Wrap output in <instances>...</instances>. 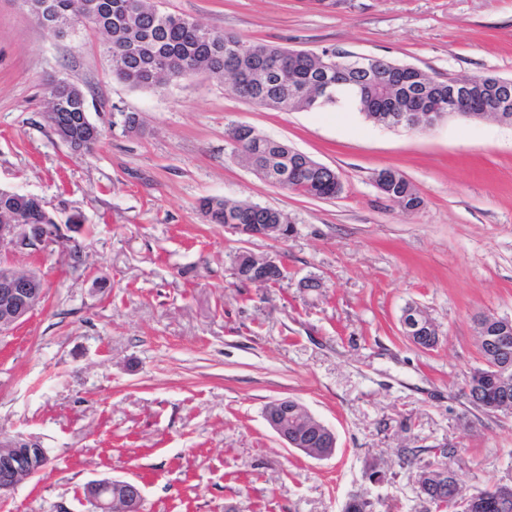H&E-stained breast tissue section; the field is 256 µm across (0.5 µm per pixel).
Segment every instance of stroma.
I'll return each mask as SVG.
<instances>
[{
  "instance_id": "obj_1",
  "label": "stroma",
  "mask_w": 512,
  "mask_h": 512,
  "mask_svg": "<svg viewBox=\"0 0 512 512\" xmlns=\"http://www.w3.org/2000/svg\"><path fill=\"white\" fill-rule=\"evenodd\" d=\"M219 32L386 58L440 79L512 78V0H161ZM97 30L58 39L0 0V188L42 199L78 256L56 244L0 256L46 297L0 335V440L37 439L49 462L0 512H91L86 483L132 479L146 512H425L417 475L436 448L471 489L512 484V415L464 395L481 362L474 318H512V126L444 120L386 128L357 112L268 109L207 74L165 87L112 77ZM54 77L79 85L104 130L92 155L54 136ZM138 113L128 132L123 115ZM246 124L335 170L318 199L265 182L224 131ZM400 171L423 204L374 184ZM205 196L288 214L285 240L208 223ZM282 260L288 278L240 283L231 258ZM321 278L306 292L298 281ZM439 330L430 351L401 333L407 305ZM291 397L333 428L335 455L282 447L264 406ZM417 449L413 463L402 460Z\"/></svg>"
}]
</instances>
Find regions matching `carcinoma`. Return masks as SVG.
Listing matches in <instances>:
<instances>
[{"label":"carcinoma","instance_id":"carcinoma-1","mask_svg":"<svg viewBox=\"0 0 512 512\" xmlns=\"http://www.w3.org/2000/svg\"><path fill=\"white\" fill-rule=\"evenodd\" d=\"M46 4L54 17L80 22L83 12L81 0H36ZM94 20L90 25L106 36L104 48L112 58L113 79L133 88H153L168 82L182 80L190 72L235 79V73L254 67L260 68L264 79L258 86L265 107L312 111L326 109L313 99L293 98L290 91L310 88L321 78L319 61L303 50L288 49L271 43L252 41L233 33H219L203 29L199 22L181 14L152 9L147 0H92ZM407 74L392 71L379 77L363 68H354L344 77L341 88L352 93L344 106L354 108L365 118L383 114L393 108L410 106L408 90L404 87ZM60 121L69 128L75 139L83 138L84 116L76 108H59ZM246 162L256 171L275 172L294 158L276 145V141L254 134L242 145ZM291 189L323 199L336 197V180L327 173L305 170L299 178L290 181ZM393 203L406 212L420 208L422 199L412 184L404 178L392 183ZM199 209L211 224H225L227 218L245 216L248 224H287L288 216L271 208L256 209L249 202L229 203L222 197H203ZM0 213L11 215L14 222L41 224L47 213L39 201L26 194L5 190L0 194ZM512 385V351L499 359L483 357L480 365L469 372L468 385L473 406L486 414L494 413L499 402L500 386ZM457 449H440V460L426 465L428 469L444 474L432 483L418 480L423 498L440 500L451 507L460 494L470 496L469 512H512V490L504 491L498 485L486 484L472 491L465 488L450 465ZM343 512H374L371 498L358 494L345 503Z\"/></svg>","mask_w":512,"mask_h":512}]
</instances>
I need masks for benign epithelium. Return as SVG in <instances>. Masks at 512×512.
Here are the masks:
<instances>
[{"mask_svg":"<svg viewBox=\"0 0 512 512\" xmlns=\"http://www.w3.org/2000/svg\"><path fill=\"white\" fill-rule=\"evenodd\" d=\"M378 60L376 56L355 55L344 51L326 63L325 71L343 82V77L353 67H367ZM494 87L493 97L487 101L489 108L500 117L512 118V81L477 78H457L448 83V112L460 119L468 117V110L475 106L483 85ZM52 102L62 106L64 101L88 109V101L82 91L66 79H57L51 86ZM417 107L408 112H391L383 122L396 127L413 128L424 116L433 115L432 106L424 98H416ZM56 112L46 113V120L58 140L74 153L79 151L76 141L58 126ZM229 228L247 238L283 240L292 232L290 224H231ZM61 231L56 224H16L0 220V253L28 251L40 253L60 242ZM246 260L244 272L237 273L240 281L248 284H277L288 279V268L271 258L260 259L242 252ZM45 297L41 278L34 272H20L0 265V333L3 334L25 322ZM403 334L414 342L411 332L419 328L430 331L434 323L416 308L403 311L400 318ZM478 335L485 336L495 331L489 344L483 348L485 354L503 348L512 342V319L494 316L479 317ZM264 418L286 448L303 452L312 459L324 460L336 453V433L321 420L306 412L295 400L285 397L269 402L264 409ZM49 461L47 450L33 438H17L0 442V498H9L20 484L41 472ZM85 499L94 512H143L144 495L141 486L131 480L103 478L89 482L84 488Z\"/></svg>","mask_w":512,"mask_h":512,"instance_id":"7a95c632","label":"benign epithelium"}]
</instances>
